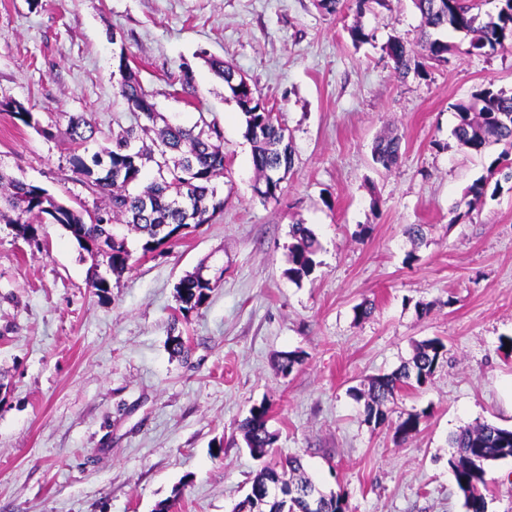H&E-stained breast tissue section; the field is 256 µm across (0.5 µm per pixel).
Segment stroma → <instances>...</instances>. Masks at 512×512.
Returning a JSON list of instances; mask_svg holds the SVG:
<instances>
[{"mask_svg":"<svg viewBox=\"0 0 512 512\" xmlns=\"http://www.w3.org/2000/svg\"><path fill=\"white\" fill-rule=\"evenodd\" d=\"M372 33L354 46L355 22ZM412 0L329 14L319 0H0V169L92 210L105 204L68 162L59 131L90 116L96 141L135 122L115 86L118 54L137 65L158 112L224 133V209L163 253L88 282L89 255L60 226L35 238L0 223V512H232L261 468L239 429L270 409L276 457H300L350 512H466L448 437L479 423L512 429L499 384L512 379V182L463 203L501 151L476 155L452 135L455 106L484 88L512 92V45L469 50L450 30L449 63L400 78L384 47L416 42ZM232 64L292 137L277 199L253 190L252 150L236 101L206 64ZM192 76L191 92L180 89ZM401 137L391 169L374 142ZM307 224L318 265L288 279L291 224ZM423 227L422 239L409 236ZM220 276L178 316L175 286ZM370 301L372 314L357 317ZM182 336L187 357L172 355ZM441 338L431 382L396 392L389 420L368 423L356 391ZM301 359L290 374L281 354ZM425 411L418 432L400 416ZM487 512H512V459L488 473Z\"/></svg>","mask_w":512,"mask_h":512,"instance_id":"35a3bbf8","label":"stroma"}]
</instances>
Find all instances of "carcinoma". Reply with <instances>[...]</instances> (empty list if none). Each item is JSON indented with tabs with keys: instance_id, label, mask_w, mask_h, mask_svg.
<instances>
[{
	"instance_id": "1",
	"label": "carcinoma",
	"mask_w": 512,
	"mask_h": 512,
	"mask_svg": "<svg viewBox=\"0 0 512 512\" xmlns=\"http://www.w3.org/2000/svg\"><path fill=\"white\" fill-rule=\"evenodd\" d=\"M496 14L482 13V0H413L422 18L419 47L424 55L436 62H448L452 46L429 37L427 30L449 28L470 38L469 51L486 53L512 39V0H499ZM385 51L393 62L395 74L404 78L409 73L421 74L410 43L394 37ZM211 68L224 79L245 118V138L252 145V165L255 184L261 188V198L275 199L282 191V181L294 164L292 146L286 129L278 122L273 110L256 99L251 85L230 64L208 60ZM118 96L133 112L138 108L148 124L125 128L112 133V139L91 152L88 144L95 139L96 129L87 115L67 116L62 137L70 145L69 164L72 172L93 193H101L108 204L91 212L77 208L51 193L48 189L9 177L0 171V198L7 210L0 209V221L10 224L16 234L27 238L44 224H58L92 257L106 259L107 269L120 275L131 267L133 251L127 234L140 243L141 256L165 245H175L187 235L186 229L210 223L224 209V199L217 197L213 181L224 174L223 131L215 122L203 127L186 128L164 122L151 143L140 141L137 131L148 133L150 124L161 114L153 111L154 104L141 84L137 72L129 67L125 53L118 56ZM457 124L453 136L458 145L481 154L493 144L505 149L488 167V175L475 180L467 189L466 206L483 202L489 180L501 173L512 180V93L482 89L472 100L456 106ZM400 138L393 136L379 141L373 152L376 163L389 169L396 163ZM152 163L156 177L141 184L143 167ZM126 226L127 233L112 235L116 224ZM294 240L289 250L288 279L298 284L309 277L317 265L316 237L305 224L291 225ZM219 280L201 274L187 275L176 285L179 310L183 314L202 306ZM446 346L439 338L419 343L411 362L398 370L371 379L365 398V417L377 425L388 421L386 403L395 391L413 384H427L443 358ZM425 412H408L395 427L398 438L406 440L419 430ZM269 409L254 406L240 424L244 440L251 452L261 458L275 442L268 429ZM452 448L448 466L458 490L464 496L467 512H486L487 475L493 462L512 457V430L490 424L465 427L448 439ZM293 488L299 492H315L320 507L314 512H349L346 500L334 493L323 492L306 477L300 458L288 457L266 466L255 476L250 492L244 499L263 497L261 512H308L302 497L285 499L275 494L278 489Z\"/></svg>"
}]
</instances>
